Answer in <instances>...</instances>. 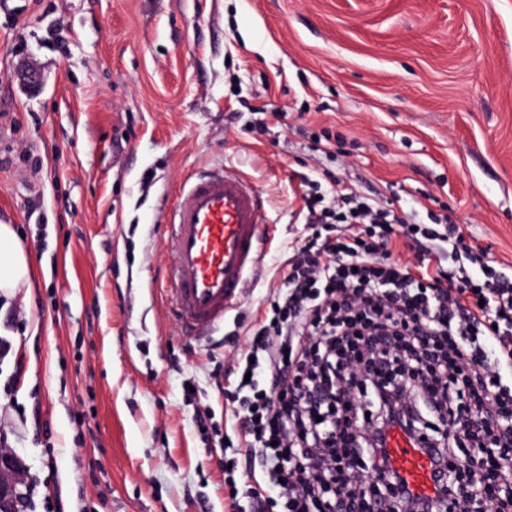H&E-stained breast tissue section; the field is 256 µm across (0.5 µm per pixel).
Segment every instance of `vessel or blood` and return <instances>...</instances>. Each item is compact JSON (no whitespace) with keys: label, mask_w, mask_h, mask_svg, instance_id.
<instances>
[{"label":"vessel or blood","mask_w":512,"mask_h":512,"mask_svg":"<svg viewBox=\"0 0 512 512\" xmlns=\"http://www.w3.org/2000/svg\"><path fill=\"white\" fill-rule=\"evenodd\" d=\"M171 261L164 271L174 312L191 333L223 322L242 300L268 239L260 191L221 168L186 179L167 224ZM390 465L420 496L435 494L431 461L402 431L389 437Z\"/></svg>","instance_id":"vessel-or-blood-1"}]
</instances>
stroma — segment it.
<instances>
[{
  "label": "stroma",
  "instance_id": "obj_1",
  "mask_svg": "<svg viewBox=\"0 0 512 512\" xmlns=\"http://www.w3.org/2000/svg\"><path fill=\"white\" fill-rule=\"evenodd\" d=\"M224 166L271 238L196 338L164 292L166 217ZM334 179L449 217L512 274V0H0V222L36 267L0 301L26 512H250L232 369L308 233L309 182Z\"/></svg>",
  "mask_w": 512,
  "mask_h": 512
}]
</instances>
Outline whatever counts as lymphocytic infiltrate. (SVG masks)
<instances>
[{"instance_id":"obj_1","label":"lymphocytic infiltrate","mask_w":512,"mask_h":512,"mask_svg":"<svg viewBox=\"0 0 512 512\" xmlns=\"http://www.w3.org/2000/svg\"><path fill=\"white\" fill-rule=\"evenodd\" d=\"M306 208L310 233L235 368L232 417L261 467L247 488L252 512H331L329 487L364 496L374 469L389 479L382 512H512V446L501 443L512 433V387L500 380L512 371V277L457 224L415 221L341 182ZM398 236L423 239L414 264L393 259ZM440 253L447 265L435 264ZM350 379L356 394L339 395ZM283 388L294 401L278 397ZM431 418L445 429L429 450L436 494L425 500L393 471L386 440L398 427L421 441ZM479 435L487 448L461 462Z\"/></svg>"}]
</instances>
